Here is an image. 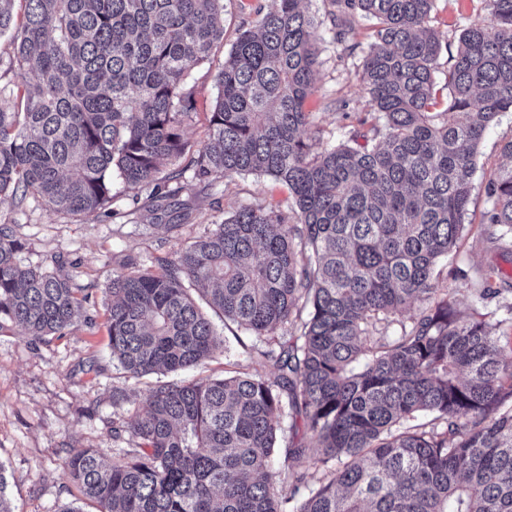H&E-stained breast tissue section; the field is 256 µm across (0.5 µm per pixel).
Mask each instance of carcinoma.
<instances>
[{"label": "carcinoma", "mask_w": 512, "mask_h": 512, "mask_svg": "<svg viewBox=\"0 0 512 512\" xmlns=\"http://www.w3.org/2000/svg\"><path fill=\"white\" fill-rule=\"evenodd\" d=\"M301 2L256 9L216 75L207 140L193 151L187 72L223 42L224 0H0L8 71L21 81L0 100V198L93 220L113 176L167 201L188 188L187 171L205 188L266 174L294 197L288 211L241 206L175 256L131 261L105 285L112 363L128 377L223 350L192 289L266 337L274 376L158 380L112 426L113 440L127 433L135 446L76 450L63 475L99 512H512V360L433 282L464 231L485 130L512 111V0H487L490 22L463 29L441 111L434 0H334L375 20L361 71L374 112L321 151L301 137L317 80ZM502 152L511 164L485 185L491 251L512 235V140ZM15 227L0 212V320L35 342L92 323L69 274L22 262ZM504 290L512 276L489 266L479 299ZM398 316V335L370 341ZM297 319L300 335L278 336ZM286 416L298 439L284 462L303 492L290 511L270 473Z\"/></svg>", "instance_id": "obj_1"}]
</instances>
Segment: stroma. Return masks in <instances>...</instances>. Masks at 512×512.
Instances as JSON below:
<instances>
[{"label":"stroma","instance_id":"obj_1","mask_svg":"<svg viewBox=\"0 0 512 512\" xmlns=\"http://www.w3.org/2000/svg\"><path fill=\"white\" fill-rule=\"evenodd\" d=\"M270 4L271 0H224V44L187 76L196 108L185 127L190 145L200 146L207 138L206 116L217 96L215 76L239 29L254 20L256 7ZM303 7L315 23L319 62L317 84L304 102L305 111L313 115L304 136L321 150L336 145L353 126L371 117L360 74L363 56L375 40V26L369 17L356 14L340 42L332 0H305ZM487 14L486 0H434L429 25L442 43L440 71H447L455 56L461 31ZM511 139L512 111L500 113L478 149L458 251L437 266L439 285L450 289L459 316L467 320L480 312L491 326L497 320L498 302L478 299V281L490 262L481 240V218L489 206L485 181L502 164L501 146ZM147 196V191L129 190L117 179L107 212L95 221L63 216L34 202L17 216V232L26 243L23 261L50 268L55 258H63L76 284L88 294L86 308L95 322H77L64 338L48 343L32 342L17 324L0 322V465L5 468L6 496L13 512H60L69 504L81 512H97L96 503L65 480L62 463L78 448L112 450L113 420L129 418L146 400L147 379L125 378L112 365L106 324L111 298L104 284L113 270L130 258L173 254L240 206L261 203L287 210L293 204L287 186L256 174L183 191L178 204L162 211L158 223L148 210ZM187 205L192 217L186 221L182 214ZM221 332L223 352L201 367L175 373V380L238 371L272 376V367L259 355L265 347L262 338L230 322ZM93 363L103 367L102 375L89 372Z\"/></svg>","mask_w":512,"mask_h":512}]
</instances>
